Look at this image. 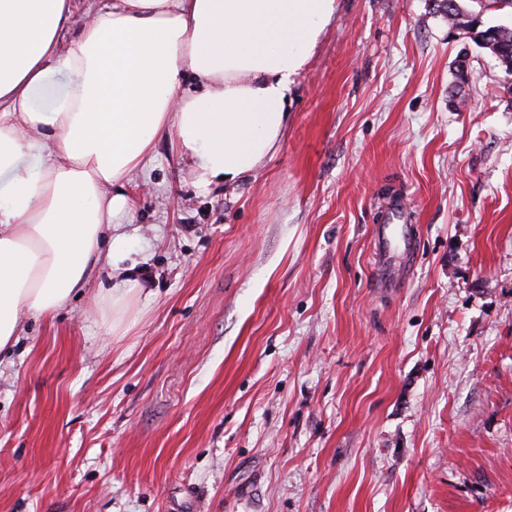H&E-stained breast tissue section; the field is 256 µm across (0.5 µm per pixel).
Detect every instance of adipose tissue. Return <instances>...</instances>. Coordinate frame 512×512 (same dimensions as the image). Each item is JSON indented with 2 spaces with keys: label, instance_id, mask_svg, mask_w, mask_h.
Masks as SVG:
<instances>
[{
  "label": "adipose tissue",
  "instance_id": "adipose-tissue-1",
  "mask_svg": "<svg viewBox=\"0 0 512 512\" xmlns=\"http://www.w3.org/2000/svg\"><path fill=\"white\" fill-rule=\"evenodd\" d=\"M75 9L0 0V352L106 264L120 279L97 305L121 330L143 291L121 267L131 174L164 137L200 193L258 170L336 0H104L68 40Z\"/></svg>",
  "mask_w": 512,
  "mask_h": 512
}]
</instances>
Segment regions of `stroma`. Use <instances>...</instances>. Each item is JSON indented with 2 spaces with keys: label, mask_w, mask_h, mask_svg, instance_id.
<instances>
[{
  "label": "stroma",
  "mask_w": 512,
  "mask_h": 512,
  "mask_svg": "<svg viewBox=\"0 0 512 512\" xmlns=\"http://www.w3.org/2000/svg\"><path fill=\"white\" fill-rule=\"evenodd\" d=\"M290 98L237 184L198 193L165 139L132 174L123 331L108 268L24 318L0 512H512V75L431 0H338ZM399 236L404 245V256L407 257L412 244V230L409 224H383L376 233L375 261L379 272L381 288H388L403 274L404 268L397 261L393 239ZM143 291L140 280L131 274H126L112 288L100 291L97 305L101 319L112 329V333L121 330L130 306L138 299Z\"/></svg>",
  "instance_id": "stroma-1"
}]
</instances>
